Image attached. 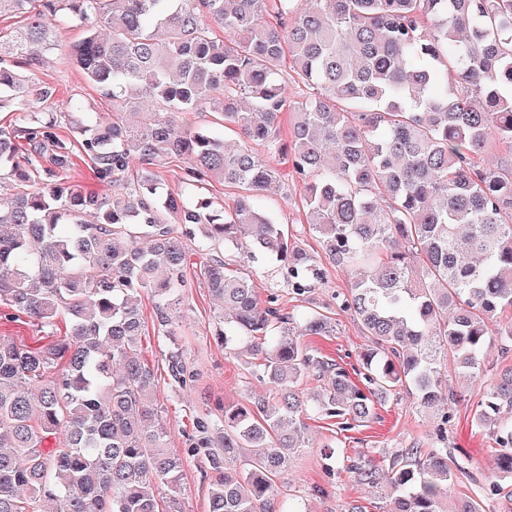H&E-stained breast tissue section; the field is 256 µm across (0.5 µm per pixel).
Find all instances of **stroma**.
Listing matches in <instances>:
<instances>
[{
	"mask_svg": "<svg viewBox=\"0 0 512 512\" xmlns=\"http://www.w3.org/2000/svg\"><path fill=\"white\" fill-rule=\"evenodd\" d=\"M80 35L79 28L60 26L56 48L44 54L37 78L41 84L53 88L54 96L42 103L41 108L56 111L78 103L85 111L111 116V105L67 63V53ZM285 193L282 187L265 192L262 201L282 222L292 225L302 248L312 254H320L321 248L304 224L302 213L291 205ZM187 250L190 254L187 267L190 286L183 292L184 312L174 330L188 362L201 373L200 380L191 387L172 390L163 356L166 342L158 333L156 300L146 294L141 297L145 319L142 355L158 379L156 402L164 409L163 421L169 432V446L177 451L185 448L192 416L216 411L222 403H243L266 392L265 385L253 376L250 365L226 356L223 346L214 340L218 305L196 276L201 262L197 240H189ZM243 271L252 279L259 296L277 293L284 311L300 313L315 308L327 312L335 325L333 335L308 336L304 339L305 344L338 362L350 366L357 364L367 338L352 315L340 311L333 301L335 292L349 286L350 276L346 270L328 266L325 283L306 297L291 293L282 270L275 264L247 265ZM483 392L480 385L465 388L451 409L453 419L448 425V461L464 467L448 497L452 505L481 493L494 476L497 446L491 435L477 428L473 422ZM378 414V420L345 433L339 432L333 422L315 417L308 419L310 446L295 460L287 475L277 481L274 487L276 500L284 503L301 497L311 505L313 512H346L353 502L364 506L366 512H380L382 497L379 489L358 484L346 473L329 474L321 467L323 447L332 442L336 443L338 454L351 457L360 453L375 457L382 452L391 453L415 445L427 447L432 422L419 412L412 395L403 393L390 398L379 407ZM209 482L210 473L204 463L194 457L188 458L182 479L184 512H207Z\"/></svg>",
	"mask_w": 512,
	"mask_h": 512,
	"instance_id": "stroma-1",
	"label": "stroma"
}]
</instances>
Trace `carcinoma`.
<instances>
[{
	"label": "carcinoma",
	"mask_w": 512,
	"mask_h": 512,
	"mask_svg": "<svg viewBox=\"0 0 512 512\" xmlns=\"http://www.w3.org/2000/svg\"><path fill=\"white\" fill-rule=\"evenodd\" d=\"M2 13L25 24L0 35V112L25 111L26 126L0 125V175L17 185L0 196V305L45 334L0 341V512H183L185 460L199 454L208 512H311L270 498L307 447L305 416L349 431L401 390L433 417L430 446L328 454L324 469L385 489L384 512H447L448 373L477 381L486 348L512 350V162L484 160L493 144L512 153V0H0ZM50 19L82 29L68 60L118 120L30 109L52 97L34 83L33 52L55 45ZM287 59L308 89L297 101ZM205 110L212 125L194 124ZM236 130L243 141L226 144ZM83 155L109 193L64 180ZM176 156L191 166L174 195L154 168ZM280 156L325 257L350 271L336 304L368 343L359 368L342 367L300 341L331 335L328 316L282 313L276 293L261 299L212 256L198 278L221 302L216 340L253 356L269 395L195 417L177 453L142 357L139 298H156L182 388L199 376L168 329L185 240L273 260L298 296L324 283L322 260L259 202L282 182ZM210 179L240 189L232 206L197 193ZM311 375L324 388L309 394ZM474 424L498 446L491 491L512 501V366L492 374Z\"/></svg>",
	"instance_id": "cac0c4a2"
}]
</instances>
